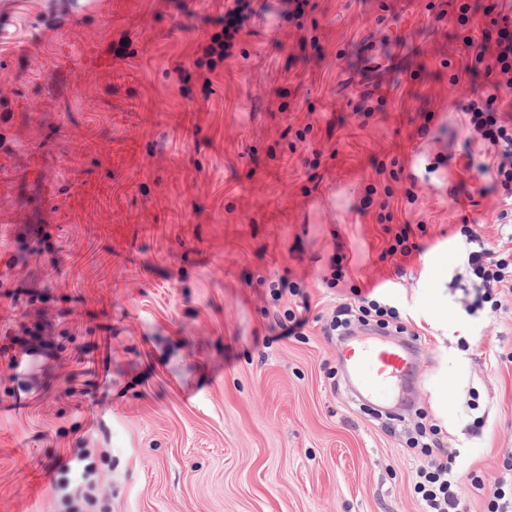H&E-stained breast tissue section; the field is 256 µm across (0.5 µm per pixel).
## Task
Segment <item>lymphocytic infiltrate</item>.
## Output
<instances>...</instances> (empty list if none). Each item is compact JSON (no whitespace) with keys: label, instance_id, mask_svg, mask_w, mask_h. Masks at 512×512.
<instances>
[{"label":"lymphocytic infiltrate","instance_id":"f902f5d3","mask_svg":"<svg viewBox=\"0 0 512 512\" xmlns=\"http://www.w3.org/2000/svg\"><path fill=\"white\" fill-rule=\"evenodd\" d=\"M448 6L472 53L470 73L486 79L480 91L459 101L458 108L470 139L481 141L492 155L474 169L478 179L490 181L499 193L503 205L499 232L511 242L507 248L492 246L468 216H461L456 235L468 282L466 312L474 316L512 304V121L505 120L498 105L501 93L512 90V15L499 13L495 0H488L486 20L478 25L472 0H448ZM355 323L399 334L405 331L399 308L381 292H369L356 305L338 308L327 331L342 334ZM440 434L437 425H423L411 440L421 451L413 490L422 512H459V489L465 483L481 487L484 512H512V452L504 456L499 478L486 485L480 476L456 469L453 456L441 445Z\"/></svg>","mask_w":512,"mask_h":512}]
</instances>
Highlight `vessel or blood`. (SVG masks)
<instances>
[{"mask_svg":"<svg viewBox=\"0 0 512 512\" xmlns=\"http://www.w3.org/2000/svg\"><path fill=\"white\" fill-rule=\"evenodd\" d=\"M416 348L367 329L353 334L341 346V358L358 398L388 411L397 381L418 372Z\"/></svg>","mask_w":512,"mask_h":512,"instance_id":"vessel-or-blood-1","label":"vessel or blood"}]
</instances>
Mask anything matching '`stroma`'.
I'll use <instances>...</instances> for the list:
<instances>
[{
	"label": "stroma",
	"mask_w": 512,
	"mask_h": 512,
	"mask_svg": "<svg viewBox=\"0 0 512 512\" xmlns=\"http://www.w3.org/2000/svg\"><path fill=\"white\" fill-rule=\"evenodd\" d=\"M234 6L0 0V512H65L57 465L108 512H420L419 414L484 481L512 449V309L462 308L455 226L499 243L501 205L466 167L483 147L448 0H309L298 19L252 0L230 56L198 66ZM370 39L390 69H366ZM366 91L384 100L367 120ZM371 185L419 252L385 256ZM273 280L303 293L273 301ZM380 284L420 357L393 423L325 332ZM288 308L303 339L278 335Z\"/></svg>",
	"instance_id": "stroma-1"
}]
</instances>
